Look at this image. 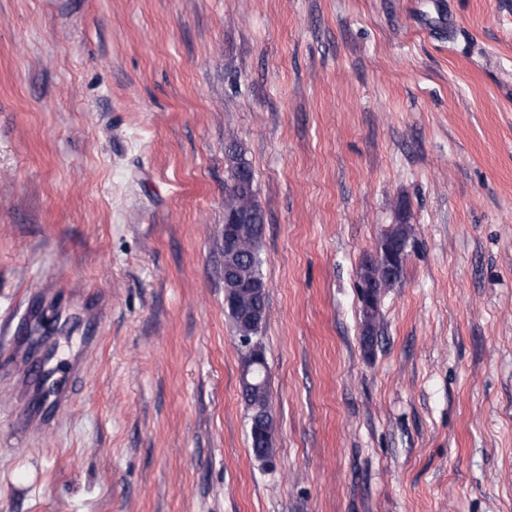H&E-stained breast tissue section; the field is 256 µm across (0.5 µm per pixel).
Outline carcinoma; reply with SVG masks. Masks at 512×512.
I'll return each instance as SVG.
<instances>
[{"label": "carcinoma", "instance_id": "obj_1", "mask_svg": "<svg viewBox=\"0 0 512 512\" xmlns=\"http://www.w3.org/2000/svg\"><path fill=\"white\" fill-rule=\"evenodd\" d=\"M230 176L224 188V209L239 219V239L242 247L224 246V266L232 269L231 277L224 280V298L239 336H260L262 330L241 320L238 305L242 303L266 304V295H256L245 286L263 280L260 244L265 224L264 213L255 201L253 173L243 154L236 148L229 149ZM364 340L370 345L376 334V303L364 301ZM242 368H251L247 381L244 403L249 412L270 403L267 369L252 365L254 351L238 343Z\"/></svg>", "mask_w": 512, "mask_h": 512}]
</instances>
